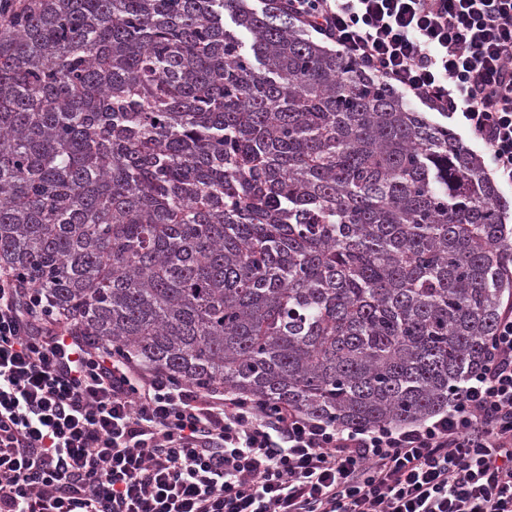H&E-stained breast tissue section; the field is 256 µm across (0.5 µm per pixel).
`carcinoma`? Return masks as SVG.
<instances>
[{"mask_svg": "<svg viewBox=\"0 0 512 512\" xmlns=\"http://www.w3.org/2000/svg\"><path fill=\"white\" fill-rule=\"evenodd\" d=\"M508 211L280 0H35L0 31V264L174 378L340 428L430 417L512 295Z\"/></svg>", "mask_w": 512, "mask_h": 512, "instance_id": "carcinoma-1", "label": "carcinoma"}]
</instances>
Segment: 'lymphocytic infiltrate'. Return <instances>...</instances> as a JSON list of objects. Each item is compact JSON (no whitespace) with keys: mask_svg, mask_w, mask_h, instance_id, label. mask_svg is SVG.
<instances>
[{"mask_svg":"<svg viewBox=\"0 0 512 512\" xmlns=\"http://www.w3.org/2000/svg\"><path fill=\"white\" fill-rule=\"evenodd\" d=\"M512 189V0H281ZM0 512H512V304L445 411L339 428L142 369L0 266Z\"/></svg>","mask_w":512,"mask_h":512,"instance_id":"obj_1","label":"lymphocytic infiltrate"}]
</instances>
